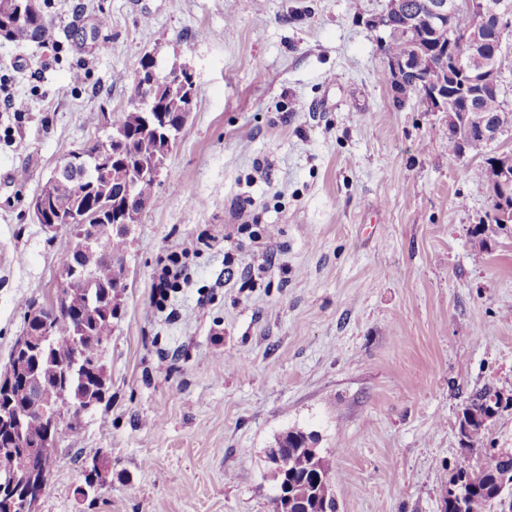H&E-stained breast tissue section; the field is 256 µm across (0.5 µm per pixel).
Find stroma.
Wrapping results in <instances>:
<instances>
[{"label": "stroma", "instance_id": "stroma-1", "mask_svg": "<svg viewBox=\"0 0 512 512\" xmlns=\"http://www.w3.org/2000/svg\"><path fill=\"white\" fill-rule=\"evenodd\" d=\"M52 2L51 42L0 40V374L73 244L31 209L62 155L111 133L142 59L188 66L196 99L130 229L105 396L62 418L38 512H272L266 451L293 428L338 512H441L458 468L512 449V406L481 449L457 434L470 394L512 399V228L472 260L483 157H449L420 95L395 106L367 24L387 0ZM229 224L274 228L254 283L247 249L224 263ZM174 251L188 278L159 308Z\"/></svg>", "mask_w": 512, "mask_h": 512}]
</instances>
